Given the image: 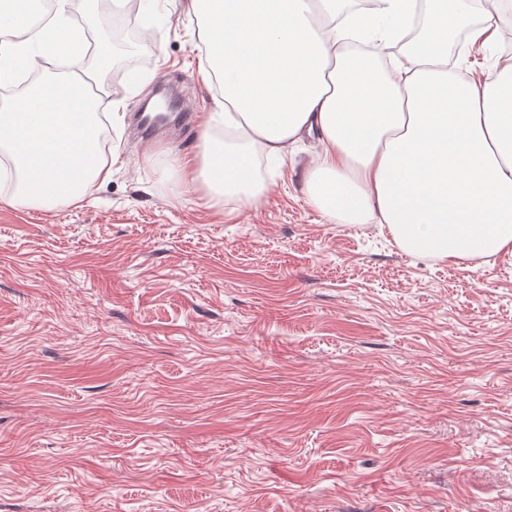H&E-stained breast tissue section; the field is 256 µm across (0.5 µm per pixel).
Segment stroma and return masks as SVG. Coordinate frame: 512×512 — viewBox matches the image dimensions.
I'll list each match as a JSON object with an SVG mask.
<instances>
[{"label":"stroma","mask_w":512,"mask_h":512,"mask_svg":"<svg viewBox=\"0 0 512 512\" xmlns=\"http://www.w3.org/2000/svg\"><path fill=\"white\" fill-rule=\"evenodd\" d=\"M112 178L46 212L0 204V512H512V255L448 264L304 188L318 149L259 158V204L172 189L206 85L184 0L112 28ZM512 48L499 24L484 80ZM193 121L146 154V99Z\"/></svg>","instance_id":"35a3bbf8"}]
</instances>
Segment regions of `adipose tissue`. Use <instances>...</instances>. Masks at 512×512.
Wrapping results in <instances>:
<instances>
[{"label": "adipose tissue", "instance_id": "1", "mask_svg": "<svg viewBox=\"0 0 512 512\" xmlns=\"http://www.w3.org/2000/svg\"><path fill=\"white\" fill-rule=\"evenodd\" d=\"M68 0H0V86L15 62L49 68L78 50ZM346 0H189L204 23L203 77L224 136H201L192 159L173 157L175 182L203 187L212 205L267 187L257 153L287 155L303 134L320 151L304 186L340 224L385 227L408 253L456 263L512 253V57L496 75L467 80L448 68L457 35L492 41L512 0H375L363 13ZM417 37L399 45L415 10ZM368 33L375 51L348 40ZM399 55H392V48Z\"/></svg>", "mask_w": 512, "mask_h": 512}]
</instances>
